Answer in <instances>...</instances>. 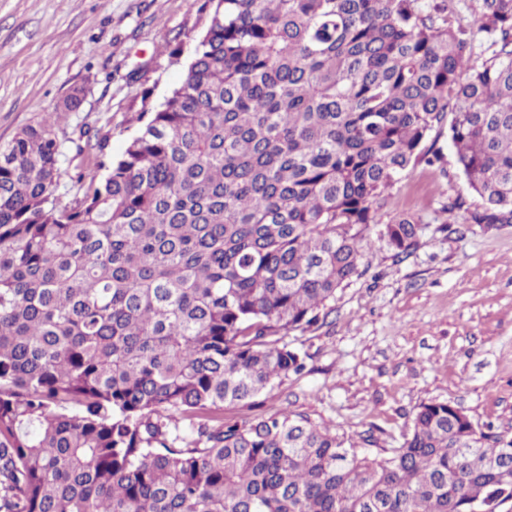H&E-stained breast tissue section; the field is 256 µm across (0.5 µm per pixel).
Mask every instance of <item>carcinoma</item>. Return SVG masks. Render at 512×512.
Returning <instances> with one entry per match:
<instances>
[{
	"label": "carcinoma",
	"mask_w": 512,
	"mask_h": 512,
	"mask_svg": "<svg viewBox=\"0 0 512 512\" xmlns=\"http://www.w3.org/2000/svg\"><path fill=\"white\" fill-rule=\"evenodd\" d=\"M205 0L184 78L57 196L56 111L0 145V512H506L512 438L449 402L382 458L303 414L224 421L305 369L288 334L418 220L378 201L445 118L512 223V0ZM490 55L472 62L476 35ZM104 171L97 176V171ZM184 425H170L169 413ZM478 8L477 0H456L449 24L453 27L471 28Z\"/></svg>",
	"instance_id": "obj_1"
}]
</instances>
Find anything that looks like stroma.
Segmentation results:
<instances>
[{"instance_id":"1","label":"stroma","mask_w":512,"mask_h":512,"mask_svg":"<svg viewBox=\"0 0 512 512\" xmlns=\"http://www.w3.org/2000/svg\"><path fill=\"white\" fill-rule=\"evenodd\" d=\"M203 0H0V144L54 111L74 87L78 111L54 126L67 153L88 134L109 156L137 131L141 93L162 101L182 81L207 23ZM429 143L442 161L409 166L385 192L383 212L419 219L418 244L393 257L381 242L364 274L336 292L333 311L298 334L303 373L263 395L259 410H287L358 442L371 455L399 447L413 411L430 400L460 407L476 426L512 434V223L448 233L451 197L481 203L460 173L448 127Z\"/></svg>"}]
</instances>
